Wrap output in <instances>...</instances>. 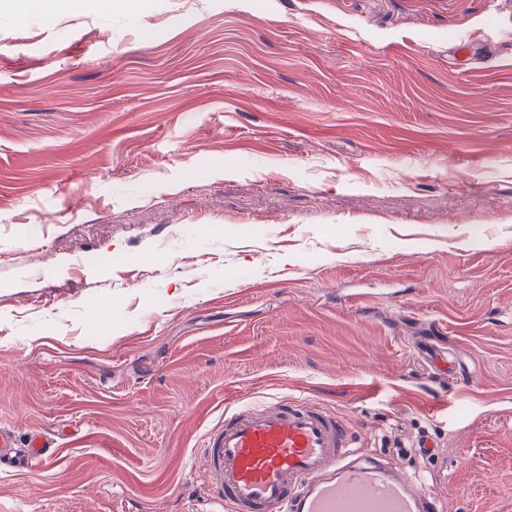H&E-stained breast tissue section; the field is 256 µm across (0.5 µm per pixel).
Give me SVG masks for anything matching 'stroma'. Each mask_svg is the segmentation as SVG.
<instances>
[{
  "instance_id": "obj_1",
  "label": "stroma",
  "mask_w": 512,
  "mask_h": 512,
  "mask_svg": "<svg viewBox=\"0 0 512 512\" xmlns=\"http://www.w3.org/2000/svg\"><path fill=\"white\" fill-rule=\"evenodd\" d=\"M290 396L512 512V0L1 12L0 423L60 439L0 512H214L209 431Z\"/></svg>"
}]
</instances>
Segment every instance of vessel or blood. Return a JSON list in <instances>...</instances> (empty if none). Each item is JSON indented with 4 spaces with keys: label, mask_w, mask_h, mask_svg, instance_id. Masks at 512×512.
Returning a JSON list of instances; mask_svg holds the SVG:
<instances>
[{
    "label": "vessel or blood",
    "mask_w": 512,
    "mask_h": 512,
    "mask_svg": "<svg viewBox=\"0 0 512 512\" xmlns=\"http://www.w3.org/2000/svg\"><path fill=\"white\" fill-rule=\"evenodd\" d=\"M57 451L46 432L29 433L21 446L0 425V465L42 467ZM200 463L222 512H435L404 470L355 447L344 419L299 397L225 416L206 437Z\"/></svg>",
    "instance_id": "vessel-or-blood-1"
}]
</instances>
